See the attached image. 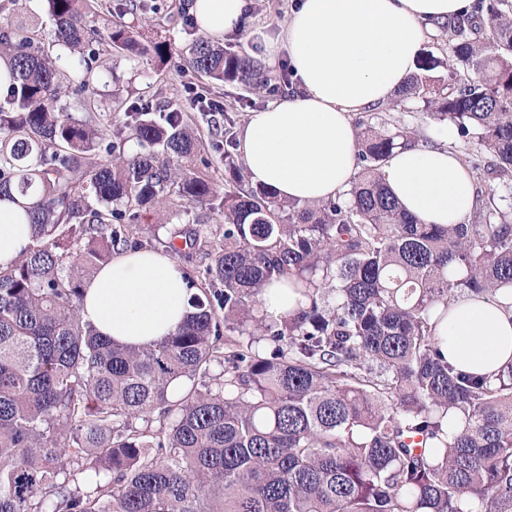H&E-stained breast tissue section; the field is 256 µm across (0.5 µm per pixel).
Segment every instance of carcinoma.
<instances>
[{
    "instance_id": "1",
    "label": "carcinoma",
    "mask_w": 512,
    "mask_h": 512,
    "mask_svg": "<svg viewBox=\"0 0 512 512\" xmlns=\"http://www.w3.org/2000/svg\"><path fill=\"white\" fill-rule=\"evenodd\" d=\"M52 45L21 15L0 28L10 83L0 93V196L18 195L28 245L0 267V512H512V365L493 376L455 369L437 325L460 293L512 311V205L479 187L474 219L422 224L386 188L382 168L418 144L372 112L356 123L358 174L334 200L278 198L236 167V121L224 137V195L197 175L199 139L177 104L133 103L97 128L91 0H46ZM478 0L441 26L447 73L431 54L404 95L477 142L470 163L512 188V9ZM107 47L169 61L112 27ZM188 70L249 91L267 74L197 38ZM71 71L69 100L62 80ZM134 140L138 149L125 151ZM105 148L112 159L91 162ZM209 206V287L172 336L124 347L82 320L85 280L130 246L147 208ZM202 230L168 231L191 250ZM294 311L264 312L273 281ZM224 310L219 324L215 307ZM229 337L222 336V332ZM224 379L205 383L215 363ZM179 380L182 388L171 384ZM158 412L155 428L138 425Z\"/></svg>"
}]
</instances>
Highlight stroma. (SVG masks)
<instances>
[{"instance_id": "stroma-1", "label": "stroma", "mask_w": 512, "mask_h": 512, "mask_svg": "<svg viewBox=\"0 0 512 512\" xmlns=\"http://www.w3.org/2000/svg\"><path fill=\"white\" fill-rule=\"evenodd\" d=\"M117 2L94 0L86 18L90 34L103 38L116 23L136 25L146 30L150 39L171 44L174 54L166 68L159 71L150 59L133 62L110 51H102L95 63L98 74L95 100L100 124L112 126L120 123L125 108L142 99L185 103L186 89L190 86L223 103L225 111L233 113L237 124L248 120L251 110L242 104L243 99L249 96L246 91L230 83L216 85L196 77L184 64V51L200 35L197 26L191 23V0H164L165 6L160 13L144 15L119 13ZM290 4L291 0H247L243 27L239 32L226 35L225 44L254 59L263 58L265 42L280 33ZM188 118L200 136L193 161L196 170L210 177L216 186H223V138L212 134L208 113L192 109ZM199 220L206 221L207 234H219L224 230L223 224L210 217L206 207L191 205L178 216L169 208L152 212L142 221L139 235L143 238L155 234L163 236L170 227H191Z\"/></svg>"}]
</instances>
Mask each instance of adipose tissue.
Masks as SVG:
<instances>
[{"mask_svg": "<svg viewBox=\"0 0 512 512\" xmlns=\"http://www.w3.org/2000/svg\"><path fill=\"white\" fill-rule=\"evenodd\" d=\"M472 0H293L275 59L287 51L297 94L251 113L240 136L250 184L278 198L322 202L346 192L357 174L353 116L394 98L418 72L438 24L469 13ZM246 0H193L201 33L219 40L241 25ZM404 209L428 224H460L471 215L472 173L447 144L396 149L382 169ZM31 228L18 203L0 200V267L27 246ZM192 289L171 255L129 251L86 283L81 316L101 334L142 347L186 320ZM438 335L457 369L493 375L512 362V312L489 297L457 300Z\"/></svg>", "mask_w": 512, "mask_h": 512, "instance_id": "ef3b65f1", "label": "adipose tissue"}]
</instances>
